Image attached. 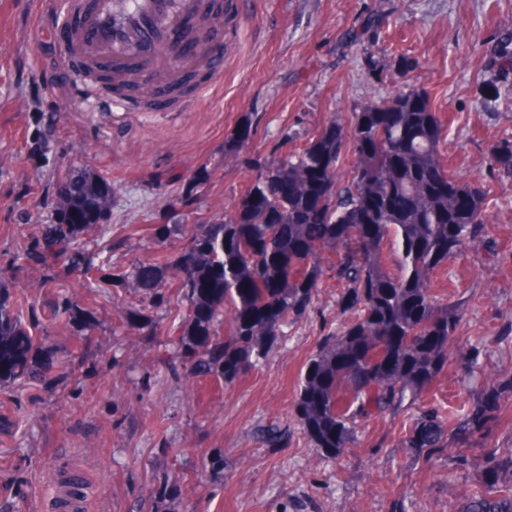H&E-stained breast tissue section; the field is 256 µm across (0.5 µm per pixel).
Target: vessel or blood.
<instances>
[{
    "mask_svg": "<svg viewBox=\"0 0 512 512\" xmlns=\"http://www.w3.org/2000/svg\"><path fill=\"white\" fill-rule=\"evenodd\" d=\"M54 2L55 24L65 22L73 11L81 13L77 35L57 46L65 63L76 64L77 86H88L83 67L90 61L133 60L140 64V78L152 91L169 84L173 68L170 57L156 55L154 46L181 31L187 18L207 14L210 4V0H95L91 9L82 11L77 0ZM223 39V25L211 23L200 41L201 59L218 74L223 71L224 60L214 55L212 46ZM84 480L81 471L70 470L59 483L55 495L63 512H81L83 501L76 489Z\"/></svg>",
    "mask_w": 512,
    "mask_h": 512,
    "instance_id": "obj_1",
    "label": "vessel or blood"
}]
</instances>
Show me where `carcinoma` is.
<instances>
[{"instance_id":"1","label":"carcinoma","mask_w":512,"mask_h":512,"mask_svg":"<svg viewBox=\"0 0 512 512\" xmlns=\"http://www.w3.org/2000/svg\"><path fill=\"white\" fill-rule=\"evenodd\" d=\"M115 72L110 63L100 73L114 92L143 93L142 84L118 82ZM250 136L244 123L224 144V156L249 172L236 205L210 224L160 226L157 238L177 231L190 245L171 264L140 261L133 273L152 304L163 299L159 284H178L189 302L179 337L184 376L212 375L226 385L266 359L330 274L342 288L343 322L301 372L295 412L314 446L336 458L353 443L356 419L416 403L448 363L460 307L436 288L434 274L489 230L486 193L449 172L446 130L428 96L415 90L371 102L347 125L330 120L279 161L245 156ZM348 154L353 163L345 167L340 159ZM491 157L512 176L511 140L493 144ZM58 203L63 223L50 225L28 258L44 268L49 257L77 268L85 259L71 245L104 220L109 184L75 168ZM389 245L399 252L394 269ZM35 348L28 326L0 299V382L39 376L28 361ZM481 376L469 415L445 419L436 407L422 410L403 435L407 447L433 452L498 419L512 375L504 383ZM484 457L465 512H512V483L501 479L512 473V454L486 448Z\"/></svg>"}]
</instances>
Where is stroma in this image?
Here are the masks:
<instances>
[{"label":"stroma","instance_id":"obj_1","mask_svg":"<svg viewBox=\"0 0 512 512\" xmlns=\"http://www.w3.org/2000/svg\"><path fill=\"white\" fill-rule=\"evenodd\" d=\"M370 22L388 45L372 67L356 40ZM40 24L34 0H0V42L10 47L0 56V282L40 340L44 372L0 385V512H57L52 488L75 464L90 477L86 512H463L484 447L512 451V416L468 439L464 465L453 446L427 453L400 436L421 408L476 405L470 357L512 371V177L489 152L512 140V97L482 94L501 80L496 53L512 37V0H224L223 78L199 66L175 112H113L99 89L75 99L56 37L38 34ZM403 56L416 62L410 72L398 68ZM401 88L428 95L447 130L448 169L488 189L493 230L437 272L462 319L432 388L418 404L359 421L356 444L333 459L293 411L305 363L337 327L333 279L267 360L227 386L178 370L188 303L177 288L162 285L168 302L152 309L155 327L118 315L147 303L134 261L172 259L188 243L158 242V225L209 222L238 201L248 174L225 162L224 143L241 122L251 125L248 151L274 161L329 118L348 122ZM75 165L120 191L102 226L75 243L88 269L56 267L46 285L21 256L54 223ZM66 297L86 309L83 320L61 309ZM273 423L289 434L276 448L262 437Z\"/></svg>","mask_w":512,"mask_h":512}]
</instances>
